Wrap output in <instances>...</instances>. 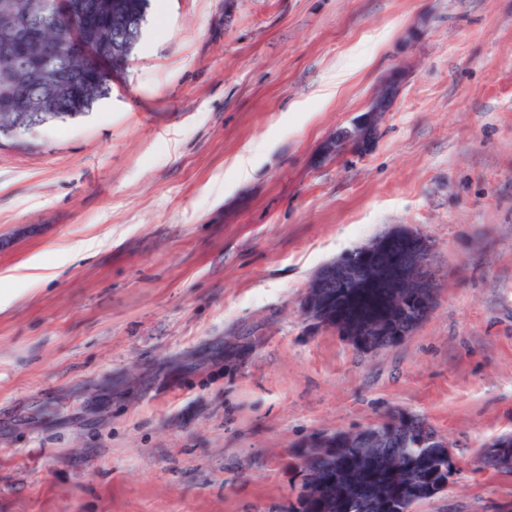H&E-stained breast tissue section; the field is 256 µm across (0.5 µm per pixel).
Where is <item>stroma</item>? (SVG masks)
Listing matches in <instances>:
<instances>
[{"instance_id":"obj_1","label":"stroma","mask_w":512,"mask_h":512,"mask_svg":"<svg viewBox=\"0 0 512 512\" xmlns=\"http://www.w3.org/2000/svg\"><path fill=\"white\" fill-rule=\"evenodd\" d=\"M400 227L439 288L409 336L302 315ZM390 410L457 464L414 512L512 501L479 463L512 432V0H152L107 98L0 142V512H279L291 448ZM401 83V76L393 71L389 77L379 85L372 102L351 127L341 129L336 135L328 139L323 149L328 154L351 150L362 153L369 145L372 136L376 133L383 112H387L390 103L396 96Z\"/></svg>"}]
</instances>
